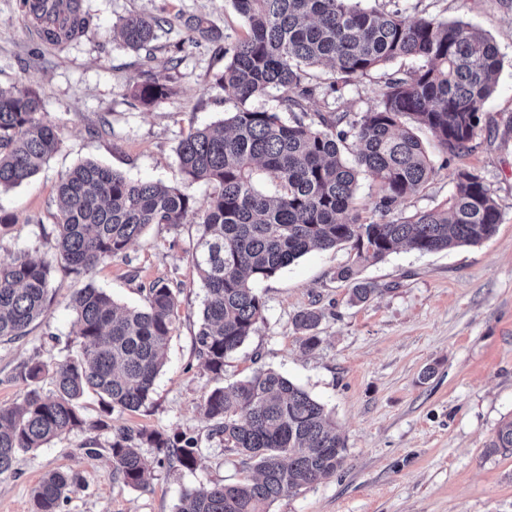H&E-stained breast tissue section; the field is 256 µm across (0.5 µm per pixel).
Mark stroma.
I'll return each mask as SVG.
<instances>
[{
    "mask_svg": "<svg viewBox=\"0 0 512 512\" xmlns=\"http://www.w3.org/2000/svg\"><path fill=\"white\" fill-rule=\"evenodd\" d=\"M85 33L56 46L33 33L22 0H0V87L26 86L41 98L45 117L62 142L41 170L20 186L0 190V210L15 224L0 228V261L20 252L53 265L55 297L26 336L0 342V405L22 402L28 387L18 376L29 359L41 361L43 391L52 372L77 355L74 289L93 284L120 304L142 308L144 287L162 279L181 285L179 319L145 407L112 412L108 426L75 430L41 448L19 453L13 472L0 475V512H31L32 491L52 471L78 474L82 487L61 512H175L182 495L244 475L240 459L209 435L199 405L213 388L193 351L205 291L191 249L195 221L150 226L124 254L86 273L69 271L56 249L55 186L61 174L92 160L128 179L179 185L176 149L195 127L220 122L236 102L216 83L223 58L211 42L189 44L185 22L203 18L223 36L244 30L230 0H80ZM411 18L470 23L497 45L503 66L484 105L487 122L464 159L435 155L437 173L426 188L399 202L405 217L444 203L452 172L478 169L496 197L502 222L476 245L430 254L401 249L361 269L378 293L350 300L351 282L336 278L350 263V246L311 252L258 283L265 320L224 361L233 383L271 368L300 385L331 411L347 455L336 475L276 500L269 512H512V456L486 448L500 423L512 417V0H365ZM147 12L163 18L149 50L133 52L112 38L120 18ZM178 66H170L171 58ZM160 77L170 95L151 108L132 95L147 75ZM379 76L345 88L342 101L316 96L312 110L343 106L360 113L374 106ZM321 311L320 346L300 347L293 319ZM430 378H423L425 369ZM121 427L182 433L199 449L194 468L154 469L147 488L112 479L109 446ZM95 444L98 453L85 452Z\"/></svg>",
    "mask_w": 512,
    "mask_h": 512,
    "instance_id": "1",
    "label": "stroma"
}]
</instances>
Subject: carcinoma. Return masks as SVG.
Wrapping results in <instances>:
<instances>
[{"mask_svg": "<svg viewBox=\"0 0 512 512\" xmlns=\"http://www.w3.org/2000/svg\"><path fill=\"white\" fill-rule=\"evenodd\" d=\"M246 33L224 44L203 19L187 28L215 44L224 58L216 83L243 107L219 128L191 130L178 146L184 180L212 186L199 207L184 190L150 181H131L94 162L63 173L56 186V243L60 257L79 273L122 254L152 225L177 226L198 220L202 233L192 253L205 290L195 351L216 385L201 409L224 450L253 472L235 484H214L186 493L178 512H268L280 497L333 476L345 461L346 444L324 404L273 369L224 386V359L237 352L264 320L265 300L256 284L315 250L348 244L352 262L337 277L353 281L350 300L365 303L377 289L358 280L360 269L401 247L421 254L491 237L501 224L499 204L478 170L460 166L454 190L440 207L395 219L404 197L433 179L436 167L415 128L431 133L450 158L472 151L493 94L502 59L479 28L435 18L411 20L401 11L367 8L362 0H232ZM41 23L44 40L60 45L82 35L89 21L79 0H23ZM162 20L145 14L119 19L113 37L140 51L156 39ZM401 58L419 66L384 78L377 105L352 118L335 108L309 116L317 94L337 95ZM324 65L328 84L311 68ZM280 92L276 110L246 107L271 90ZM169 86L150 75L133 90L145 106L165 98ZM39 96L28 88H0V189L17 187L58 150L60 131L47 121ZM291 114L285 119L282 113ZM365 173L380 196L364 215L357 202L358 176ZM270 181L275 191L259 189ZM144 309L119 306L91 284L76 291L81 353L53 371L54 391L34 387L22 403L0 406V474L12 470L18 452L40 448L73 430L108 427L114 410L136 412L149 400L165 363L178 317L175 293L161 281L146 288ZM54 298L50 262L21 252L0 262V342L27 334ZM322 314L300 312L294 327L301 347L321 343ZM38 361L23 364L19 377L37 383ZM100 397L102 417L84 418L81 400ZM155 448L153 461L137 442ZM112 479L132 488L147 485L154 466L193 468L194 438L159 432L112 435ZM512 455V418L503 421L487 448ZM79 478L50 472L34 488L33 512H59Z\"/></svg>", "mask_w": 512, "mask_h": 512, "instance_id": "1", "label": "carcinoma"}]
</instances>
